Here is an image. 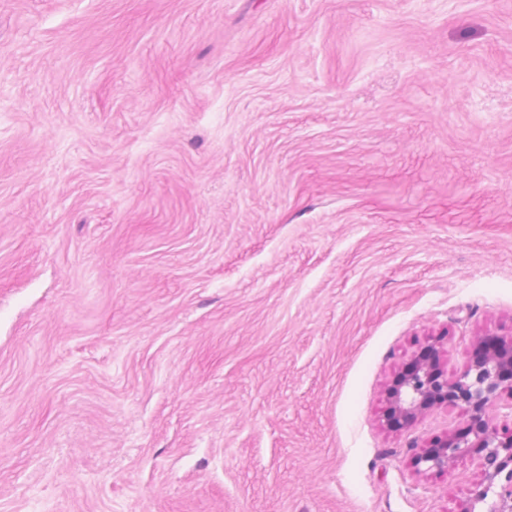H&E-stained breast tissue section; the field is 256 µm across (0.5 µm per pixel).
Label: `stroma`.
<instances>
[{"mask_svg":"<svg viewBox=\"0 0 512 512\" xmlns=\"http://www.w3.org/2000/svg\"><path fill=\"white\" fill-rule=\"evenodd\" d=\"M512 337V0H0V512H463L401 362Z\"/></svg>","mask_w":512,"mask_h":512,"instance_id":"stroma-1","label":"stroma"}]
</instances>
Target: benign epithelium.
<instances>
[{
	"label": "benign epithelium",
	"instance_id": "1",
	"mask_svg": "<svg viewBox=\"0 0 512 512\" xmlns=\"http://www.w3.org/2000/svg\"><path fill=\"white\" fill-rule=\"evenodd\" d=\"M410 356L387 390L386 426L400 429L427 412L457 406L463 413L451 433L432 437L414 457L423 473L445 472L464 456L477 455L484 475L474 502L495 495L487 512H512V432H499L487 411L498 395L512 394V337L477 336L466 366L450 375L439 347Z\"/></svg>",
	"mask_w": 512,
	"mask_h": 512
}]
</instances>
